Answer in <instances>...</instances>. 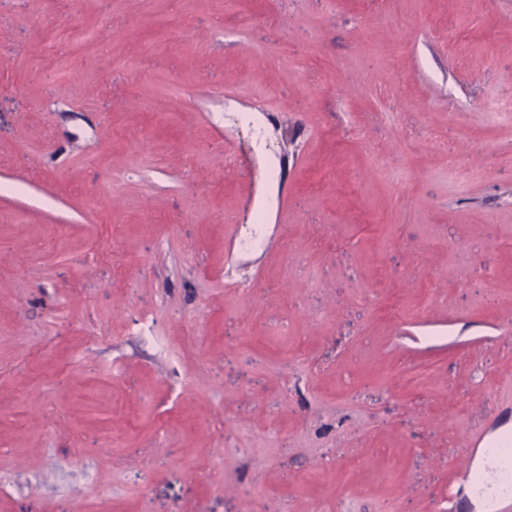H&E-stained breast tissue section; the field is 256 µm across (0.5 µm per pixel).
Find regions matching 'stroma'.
Returning <instances> with one entry per match:
<instances>
[{"instance_id": "1", "label": "stroma", "mask_w": 512, "mask_h": 512, "mask_svg": "<svg viewBox=\"0 0 512 512\" xmlns=\"http://www.w3.org/2000/svg\"><path fill=\"white\" fill-rule=\"evenodd\" d=\"M512 406V0H0V512H444Z\"/></svg>"}]
</instances>
